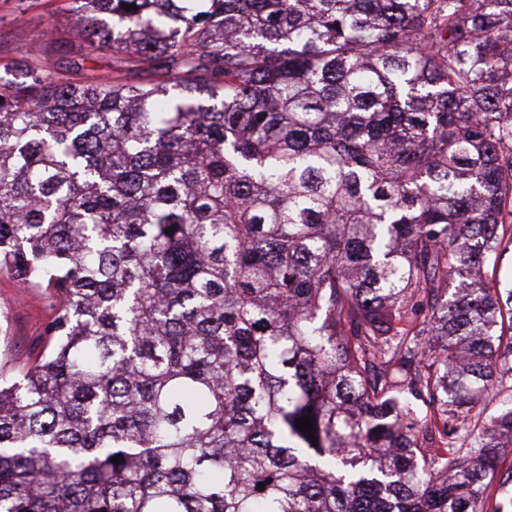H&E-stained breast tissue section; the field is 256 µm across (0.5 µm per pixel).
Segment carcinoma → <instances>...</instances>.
Masks as SVG:
<instances>
[{"instance_id": "cac0c4a2", "label": "carcinoma", "mask_w": 512, "mask_h": 512, "mask_svg": "<svg viewBox=\"0 0 512 512\" xmlns=\"http://www.w3.org/2000/svg\"><path fill=\"white\" fill-rule=\"evenodd\" d=\"M77 2L150 78L0 75V512H487L512 0ZM58 308L48 288H19L0 273V353L5 350L19 364L34 360Z\"/></svg>"}]
</instances>
